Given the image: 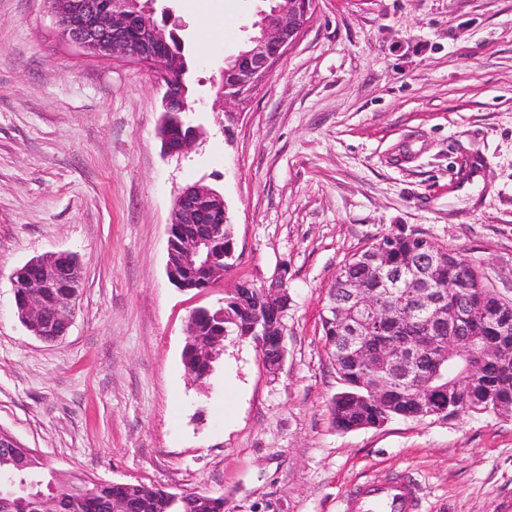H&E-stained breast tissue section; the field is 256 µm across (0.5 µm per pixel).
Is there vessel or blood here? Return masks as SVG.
I'll return each instance as SVG.
<instances>
[{"mask_svg": "<svg viewBox=\"0 0 512 512\" xmlns=\"http://www.w3.org/2000/svg\"><path fill=\"white\" fill-rule=\"evenodd\" d=\"M341 512H423L418 484L406 475L376 474L347 488Z\"/></svg>", "mask_w": 512, "mask_h": 512, "instance_id": "1", "label": "vessel or blood"}]
</instances>
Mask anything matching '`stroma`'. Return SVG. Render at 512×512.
Masks as SVG:
<instances>
[{
	"label": "stroma",
	"instance_id": "obj_1",
	"mask_svg": "<svg viewBox=\"0 0 512 512\" xmlns=\"http://www.w3.org/2000/svg\"><path fill=\"white\" fill-rule=\"evenodd\" d=\"M185 45L201 136L161 152L146 66L64 41L46 0H0V428L55 475L195 489L226 512H339L377 472L425 512L512 506V415L343 431L321 325L337 270L383 235L465 252L512 300V0H317L271 77L224 122L211 81L263 0H156ZM219 192L238 260L208 294L166 276L178 190ZM77 255L67 336L19 321L9 280ZM288 271L286 355L270 374L225 342L213 374L181 359L186 317L242 279Z\"/></svg>",
	"mask_w": 512,
	"mask_h": 512
}]
</instances>
